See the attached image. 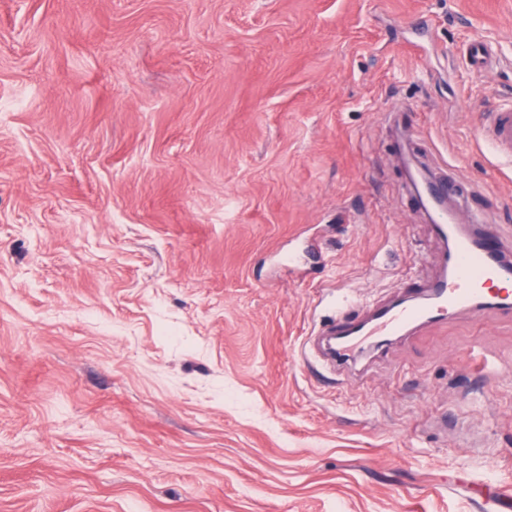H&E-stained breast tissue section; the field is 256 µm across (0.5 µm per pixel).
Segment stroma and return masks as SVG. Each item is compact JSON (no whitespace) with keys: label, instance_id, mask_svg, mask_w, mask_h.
<instances>
[{"label":"stroma","instance_id":"obj_1","mask_svg":"<svg viewBox=\"0 0 512 512\" xmlns=\"http://www.w3.org/2000/svg\"><path fill=\"white\" fill-rule=\"evenodd\" d=\"M507 100L512 0H0V512H512V318L303 357L437 276L405 159L512 243ZM483 135L500 153L512 156V104L503 105L490 112Z\"/></svg>","mask_w":512,"mask_h":512}]
</instances>
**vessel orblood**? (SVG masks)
Listing matches in <instances>:
<instances>
[{
	"label": "vessel or blood",
	"instance_id": "obj_1",
	"mask_svg": "<svg viewBox=\"0 0 512 512\" xmlns=\"http://www.w3.org/2000/svg\"><path fill=\"white\" fill-rule=\"evenodd\" d=\"M483 134L498 152L512 156V104L490 113ZM454 193L455 182L451 179L426 183L420 192L438 232H447L461 221L459 212L447 205ZM448 264L453 270L452 279H435L415 300L374 307L358 321L332 319L322 330L332 346L331 357L349 360L359 348V337L402 336L458 309L492 307L512 315V259L504 257L500 246L492 242L479 250L468 237H456Z\"/></svg>",
	"mask_w": 512,
	"mask_h": 512
}]
</instances>
